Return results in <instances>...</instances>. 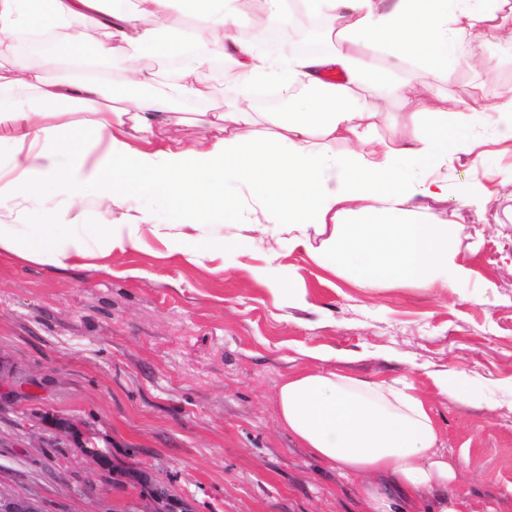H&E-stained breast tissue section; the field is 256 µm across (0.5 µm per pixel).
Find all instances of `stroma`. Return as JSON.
Masks as SVG:
<instances>
[{"instance_id": "obj_1", "label": "stroma", "mask_w": 512, "mask_h": 512, "mask_svg": "<svg viewBox=\"0 0 512 512\" xmlns=\"http://www.w3.org/2000/svg\"><path fill=\"white\" fill-rule=\"evenodd\" d=\"M481 43L483 67L462 64L436 81L440 93L488 105L512 87V41ZM477 139L489 167L459 152L447 198L415 200L431 221L460 209L458 261L471 274L454 288H359L292 242L271 246L225 223L217 232L247 251L217 275L149 233L103 267L1 260L0 359L23 388L17 404L0 406V490L24 491L44 512H126L145 499L130 469L167 485L187 512H364L360 485L280 424L279 383L318 350L330 368L411 382L456 471L449 492H468L471 512H512V141L490 129ZM479 183L492 201L460 205ZM262 265L303 288L304 303L255 281L248 269ZM452 366L470 376L461 400L433 384ZM45 412L93 434L114 474L100 478L42 423Z\"/></svg>"}]
</instances>
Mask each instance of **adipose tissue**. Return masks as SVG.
<instances>
[{"instance_id": "ef3b65f1", "label": "adipose tissue", "mask_w": 512, "mask_h": 512, "mask_svg": "<svg viewBox=\"0 0 512 512\" xmlns=\"http://www.w3.org/2000/svg\"><path fill=\"white\" fill-rule=\"evenodd\" d=\"M294 1L323 16L333 40L283 59L237 37V0H191L188 14L175 0H0V37L54 32L50 65L83 59L70 31L77 21L100 29L95 56H126L128 80L146 86L155 75L139 60L204 43L206 54L180 64L176 89L184 99L198 95L215 56L228 59L237 90L270 78L308 90L272 129L236 98L201 115L222 138L158 146L155 127L175 115L167 96L132 101L127 123L97 107L103 77L49 82L24 63L0 62V211L14 216L0 222V259L65 267L141 249L147 230L192 263L241 254V243L214 234L222 220L288 237L360 288H452L467 280L469 269L457 261L456 212L424 223L414 200L447 195L439 173L479 129L493 124L512 139V88L483 106L440 94L431 80L456 71L465 44L503 28L512 0H262L266 25L294 23ZM382 52L399 63L417 60L430 81L388 82L377 66ZM382 90L404 108V133L395 139L375 133L385 106L370 98ZM79 111L85 119H76ZM339 142L347 150L336 151ZM91 191L103 209L96 224L82 206ZM133 195L163 202L165 219L126 207ZM199 241L206 252L195 250ZM315 358L276 391L282 427L309 455L348 480L383 476L410 498L442 492L438 512H470L466 493L447 492L454 469L423 397L323 369L324 353Z\"/></svg>"}]
</instances>
